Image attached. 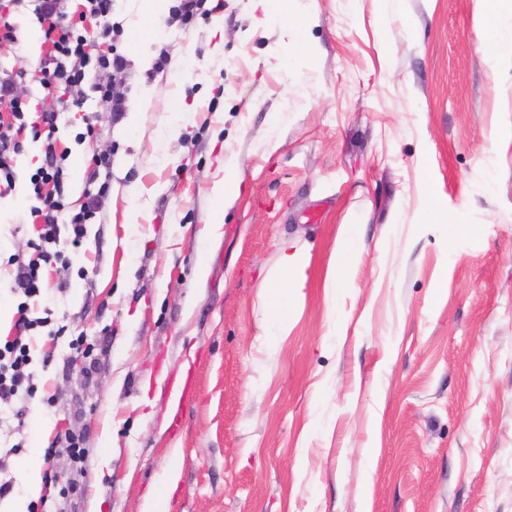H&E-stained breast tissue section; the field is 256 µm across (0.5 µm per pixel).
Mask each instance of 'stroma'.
I'll list each match as a JSON object with an SVG mask.
<instances>
[{
    "mask_svg": "<svg viewBox=\"0 0 512 512\" xmlns=\"http://www.w3.org/2000/svg\"><path fill=\"white\" fill-rule=\"evenodd\" d=\"M301 2L308 61L251 0L187 29L168 21L178 0H114L126 110L82 85L55 134L70 205L92 154L111 153L110 190L76 259L45 274L68 333L37 339L51 404L0 423V512H143L168 469L169 512H512V78L477 51L486 4ZM16 22L0 70L46 53L32 9ZM42 157L29 144L0 186V264L33 252ZM224 161L238 196L205 241ZM349 224L360 255L330 300ZM286 242L308 282L271 339L260 284ZM65 432L85 438L83 472L65 448L43 458Z\"/></svg>",
    "mask_w": 512,
    "mask_h": 512,
    "instance_id": "35a3bbf8",
    "label": "stroma"
}]
</instances>
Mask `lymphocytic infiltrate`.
<instances>
[{"mask_svg":"<svg viewBox=\"0 0 512 512\" xmlns=\"http://www.w3.org/2000/svg\"><path fill=\"white\" fill-rule=\"evenodd\" d=\"M34 13L44 28L45 41L51 50L39 79L45 91H56L58 110L32 113L28 101L13 97L16 72L0 76V101L9 100L8 116L0 115V179L13 183L14 164L23 154L28 142L43 141L44 160L29 176L33 205L29 209L33 223L38 226L35 256L23 260L10 256L4 270L10 279V288L21 297L14 323L16 335L0 345V401L13 399L23 402L33 399L38 389L32 370V349L38 333L56 338L65 334V327H52L51 316L39 315L37 305L44 293V271L68 265V247H81L89 224L99 216L98 200L108 194L110 185L100 181L101 172L112 165L110 154L93 155L86 171L96 180L95 192L78 211H70L66 203L65 187L68 172L67 153L57 151L54 135L64 114L83 108L81 99L72 97L71 90L85 83L90 73H98L93 90L98 99L114 113L124 110L125 97L117 92L112 81L113 72L123 70L126 59L115 48L99 51L98 42L110 38L112 0H34Z\"/></svg>","mask_w":512,"mask_h":512,"instance_id":"f902f5d3","label":"lymphocytic infiltrate"}]
</instances>
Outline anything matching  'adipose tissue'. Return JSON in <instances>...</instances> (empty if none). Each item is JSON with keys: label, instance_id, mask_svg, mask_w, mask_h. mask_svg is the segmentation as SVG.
<instances>
[{"label": "adipose tissue", "instance_id": "ef3b65f1", "mask_svg": "<svg viewBox=\"0 0 512 512\" xmlns=\"http://www.w3.org/2000/svg\"><path fill=\"white\" fill-rule=\"evenodd\" d=\"M484 63L494 71H512V38L504 37L495 22H486L480 39V48ZM238 188V175L232 165H223L220 175L214 180L212 195L217 205L206 221V235L217 239L223 234L224 215L231 199ZM277 278L267 279L261 289L267 297L266 318L277 328L280 335L288 333L290 316L289 294L301 291L307 282L309 258L299 248L282 247L275 259Z\"/></svg>", "mask_w": 512, "mask_h": 512}]
</instances>
